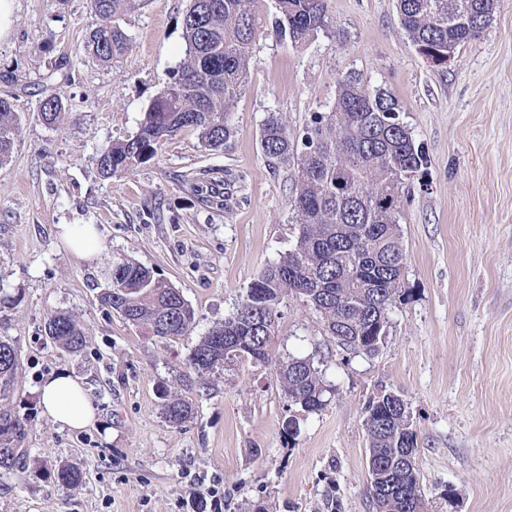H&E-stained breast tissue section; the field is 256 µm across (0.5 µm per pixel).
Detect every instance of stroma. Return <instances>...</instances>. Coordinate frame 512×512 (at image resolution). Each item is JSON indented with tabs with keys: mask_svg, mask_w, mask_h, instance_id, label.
I'll return each instance as SVG.
<instances>
[{
	"mask_svg": "<svg viewBox=\"0 0 512 512\" xmlns=\"http://www.w3.org/2000/svg\"><path fill=\"white\" fill-rule=\"evenodd\" d=\"M188 5L137 0L118 19L128 48L109 63L86 49L89 0H15L0 38V97H13L21 118L0 166V337L19 355L0 412L29 419L24 457L0 470V512H209L189 504V491L215 487L223 512H375L364 408L384 390L408 404L430 512H512V0L443 65L418 51L396 0H327L326 30L303 45L274 33L273 0H259L229 146L206 149L184 130L150 160L103 177L98 156L137 132L185 60ZM350 72L392 95L428 158L404 187L406 293L383 343L372 355L343 350L290 296L271 364L232 363L199 379L194 346L296 242L294 170L269 165L260 124L277 112L302 132ZM54 93L67 114L49 125L40 103ZM62 224L93 225L102 256L69 253ZM121 258L183 294L195 310L189 335L159 339L101 305ZM57 312L85 330L81 353L46 336ZM290 356L318 367L320 410L283 397L272 364ZM63 370L83 379L97 411L80 431L39 409L43 378ZM164 389L194 405L182 426L162 414ZM61 464L81 469L79 485L58 486Z\"/></svg>",
	"mask_w": 512,
	"mask_h": 512,
	"instance_id": "stroma-1",
	"label": "stroma"
}]
</instances>
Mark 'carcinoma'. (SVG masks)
Wrapping results in <instances>:
<instances>
[{
    "instance_id": "cac0c4a2",
    "label": "carcinoma",
    "mask_w": 512,
    "mask_h": 512,
    "mask_svg": "<svg viewBox=\"0 0 512 512\" xmlns=\"http://www.w3.org/2000/svg\"><path fill=\"white\" fill-rule=\"evenodd\" d=\"M498 0H397L399 21L423 55L443 58L456 53L488 25ZM258 0H190L183 18L186 59L163 91L150 103L132 137L112 143L97 159L105 177L119 176L153 156L155 145L183 129L198 132L202 144L218 150L234 134L229 120L244 87L252 46L260 22ZM273 31L304 44L327 27L326 0H275ZM136 0H91L97 18L87 37L90 54L109 62L128 49V36L117 18L135 8ZM399 111L387 92L367 90L360 76L338 80L335 102L317 112L299 137L277 112L260 128L262 152L272 163L296 171L289 205L296 217L294 248L269 264L252 282L235 313L213 327L195 345L191 368L202 378L227 362H269L278 306L286 297L312 305L325 331L348 350L375 353L380 321L403 288L405 248L399 225L402 181L426 165L422 146L412 132L389 116ZM40 116L48 124L64 121L61 96H46ZM19 133L13 102L0 98V165L12 154ZM122 276L101 302L160 339L187 335L195 311L176 288L155 277L146 266L118 261ZM47 336L61 351L84 349L85 333L66 313L48 317ZM18 366L15 345L0 339V398L8 397ZM284 397L307 410L324 405L326 388L310 358L289 357L274 365ZM165 419L179 426L192 414L180 398H163ZM368 458L390 492L371 489L382 512H426L416 468L417 439L407 404L382 392L365 407ZM26 418L0 413V468L16 465ZM63 487L82 481L72 465L54 474Z\"/></svg>"
}]
</instances>
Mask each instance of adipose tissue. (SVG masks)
I'll return each instance as SVG.
<instances>
[{"instance_id":"adipose-tissue-1","label":"adipose tissue","mask_w":512,"mask_h":512,"mask_svg":"<svg viewBox=\"0 0 512 512\" xmlns=\"http://www.w3.org/2000/svg\"><path fill=\"white\" fill-rule=\"evenodd\" d=\"M41 407L54 422L81 429L95 416L80 379L60 371L46 378L41 387Z\"/></svg>"}]
</instances>
